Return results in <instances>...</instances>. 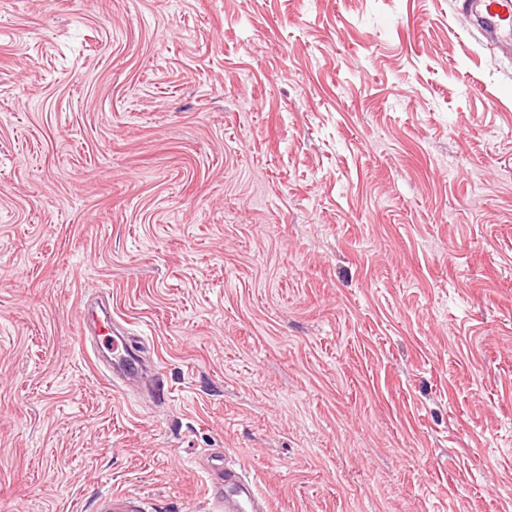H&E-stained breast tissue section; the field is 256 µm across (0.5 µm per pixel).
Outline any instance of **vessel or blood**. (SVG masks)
<instances>
[{"instance_id": "1", "label": "vessel or blood", "mask_w": 512, "mask_h": 512, "mask_svg": "<svg viewBox=\"0 0 512 512\" xmlns=\"http://www.w3.org/2000/svg\"><path fill=\"white\" fill-rule=\"evenodd\" d=\"M458 12L475 16L481 33L489 42L503 51L512 50V0H456ZM108 335V349L112 355V380L125 384L138 380L142 373L138 350L124 335L114 330L111 308H96L88 303L79 307L78 334L86 337L100 333ZM208 496L220 500L223 512H271L269 501L259 500L242 470L221 463L211 466Z\"/></svg>"}]
</instances>
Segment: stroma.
I'll list each match as a JSON object with an SVG mask.
<instances>
[{
	"label": "stroma",
	"instance_id": "1",
	"mask_svg": "<svg viewBox=\"0 0 512 512\" xmlns=\"http://www.w3.org/2000/svg\"><path fill=\"white\" fill-rule=\"evenodd\" d=\"M454 2L0 0V512H210L219 452L273 512H512V57ZM94 304L82 302L79 307L78 334L84 338L87 336L108 337V347L112 354V381L122 385L136 381L142 373V363L139 351L130 344L124 335L114 330L112 321V308L110 306L97 309ZM105 330L104 333L101 331ZM112 330V332L110 331Z\"/></svg>",
	"mask_w": 512,
	"mask_h": 512
}]
</instances>
